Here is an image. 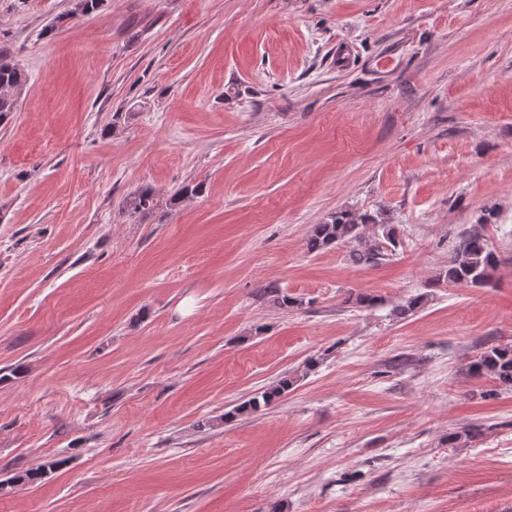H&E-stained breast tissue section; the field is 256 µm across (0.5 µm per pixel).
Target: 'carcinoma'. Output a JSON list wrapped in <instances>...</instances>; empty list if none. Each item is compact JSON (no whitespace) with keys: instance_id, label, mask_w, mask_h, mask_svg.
<instances>
[{"instance_id":"obj_1","label":"carcinoma","mask_w":512,"mask_h":512,"mask_svg":"<svg viewBox=\"0 0 512 512\" xmlns=\"http://www.w3.org/2000/svg\"><path fill=\"white\" fill-rule=\"evenodd\" d=\"M107 0H75L71 16H84L99 10ZM26 76L24 70L16 63L11 54L0 49V122L15 111L16 92L24 86ZM158 206L155 191L141 188L126 197L123 208L134 216L154 210ZM494 212L491 209L481 211L475 224L462 233L448 260V269L444 280L451 284H463L483 287L490 284L492 273L499 263L498 256L493 252L483 233L484 227L491 223ZM374 225L381 231V238L367 234L368 225ZM391 247L397 245L395 228L370 214H356L352 211H341L330 220L314 225L309 239L310 250L325 247L348 246V256L355 265L374 266L387 257L383 243ZM264 298L279 308H291L298 305L296 299L288 296L281 288L269 284L262 288ZM472 374L478 378L489 377L497 389L512 391V343L492 346L474 357L469 366ZM299 377L283 376L278 383L224 413V419L232 420L246 413H255L263 407L270 406L276 399L287 392Z\"/></svg>"}]
</instances>
